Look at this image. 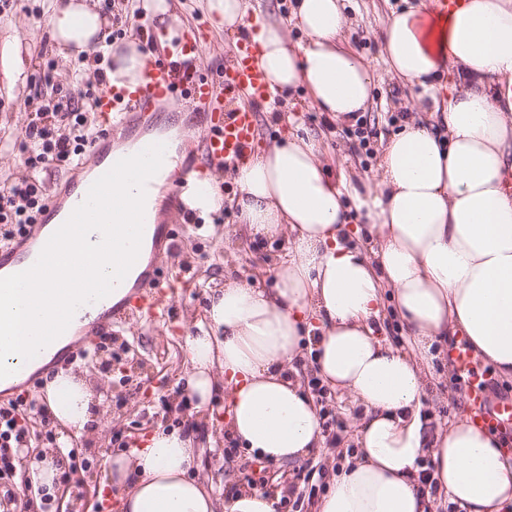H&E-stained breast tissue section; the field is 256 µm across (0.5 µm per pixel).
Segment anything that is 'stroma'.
Masks as SVG:
<instances>
[{
	"instance_id": "obj_1",
	"label": "stroma",
	"mask_w": 512,
	"mask_h": 512,
	"mask_svg": "<svg viewBox=\"0 0 512 512\" xmlns=\"http://www.w3.org/2000/svg\"><path fill=\"white\" fill-rule=\"evenodd\" d=\"M66 0H10L0 10V40L12 35L22 44L25 62L24 85L8 89L0 76V183L27 175L22 148L25 130L36 111L56 94L57 88H91L95 85L94 61H74L61 55L47 27L52 4ZM179 31L190 26L208 25L209 39L196 65L203 72L216 74L231 50L242 41V34L231 35L209 26L206 0H168ZM419 0H344L350 22L348 46L369 60L375 76L373 102L361 122H337L328 113L309 106L304 92L295 91L289 101L276 106L261 105L258 112L257 146L276 139L282 127L277 116L293 113L311 136L321 144L323 157L337 181L364 191L372 177L382 146L398 132L419 106L408 87L392 78L381 55L380 31L391 12L418 4ZM126 0H115L105 18L111 30L125 29L126 41L136 43L139 52L156 47L164 54L172 49L149 17H141L140 29L125 28ZM51 81H44V72ZM364 137H357V130ZM171 227L167 246L155 254L153 264L161 268L167 282L159 296L156 314L137 312L112 320L107 340L90 335L87 341L68 347L72 361L66 369L87 373L95 391L105 394V413L98 424L73 436L71 446L82 464L59 484L54 500L44 512H98L102 497L118 498L117 488L102 489L106 461L120 449L138 445L157 426L191 431L201 449L193 469L205 486L214 487L219 497H227L237 486L265 489L281 485L285 503L281 512H313V499L322 498L331 478L343 466L338 449L354 445L355 423L359 416L351 397L333 392L326 402L341 431L339 447L324 446L315 458L293 466H279L238 450L235 442L220 431L226 410L223 399L212 402L205 413L194 414L186 401L180 378L187 363L185 339L195 333L208 306L209 295L223 287L226 277L243 278L270 288L272 270L284 255L285 239H251L238 223L233 206L200 214L187 208L165 216ZM50 362L33 372L23 383L24 393L43 397L47 385L62 369ZM451 365L438 363L432 369L429 394L423 412L428 431L447 428L449 422L466 413V400L458 398ZM323 472H315V463Z\"/></svg>"
}]
</instances>
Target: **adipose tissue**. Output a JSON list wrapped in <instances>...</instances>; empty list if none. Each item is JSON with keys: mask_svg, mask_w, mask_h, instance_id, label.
Here are the masks:
<instances>
[{"mask_svg": "<svg viewBox=\"0 0 512 512\" xmlns=\"http://www.w3.org/2000/svg\"><path fill=\"white\" fill-rule=\"evenodd\" d=\"M213 26L248 28L253 60L271 97L303 89L311 107L338 121L365 111L373 73L346 45L342 0H295L288 23L249 27L250 0H208ZM304 35L290 44L287 24ZM61 54L79 56L105 40V21L87 0H68L47 22ZM388 72L432 107L384 146L358 207L367 246L350 238L344 184L320 159L314 138L290 131L235 165L239 222L253 238L287 236L272 288L228 278L209 298L204 322L185 340L184 392L196 409L223 392L228 434L248 454L294 464L321 447L319 408L299 373L314 342L326 385L360 407L358 449L336 474L316 512H431L435 495L463 512H512V457L495 434L462 416L428 433L422 413L444 344L466 337L475 356L512 380V0H434L392 13L381 36ZM109 85L143 79L136 44L114 51ZM167 173L140 195L117 185L128 211L158 214ZM16 285L9 337L16 385L66 343L46 337L23 267L0 271ZM410 331L402 350L377 336L384 297ZM223 380H216L215 368ZM54 418L82 433L99 400L85 379L59 374L46 388ZM192 433L157 427L145 444L109 461L107 485L121 512H278L281 490L238 487L221 500L195 479ZM431 459L436 492L420 464Z\"/></svg>", "mask_w": 512, "mask_h": 512, "instance_id": "ef3b65f1", "label": "adipose tissue"}]
</instances>
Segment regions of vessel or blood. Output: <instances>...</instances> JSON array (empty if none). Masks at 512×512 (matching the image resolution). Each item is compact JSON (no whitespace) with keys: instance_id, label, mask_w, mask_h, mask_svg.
<instances>
[{"instance_id":"b4317fda","label":"vessel or blood","mask_w":512,"mask_h":512,"mask_svg":"<svg viewBox=\"0 0 512 512\" xmlns=\"http://www.w3.org/2000/svg\"><path fill=\"white\" fill-rule=\"evenodd\" d=\"M203 51L204 44L196 33H188L180 45L179 59L157 52L145 55L144 79L134 90L103 89L97 99V110L106 114L107 119L90 149L99 170L95 181L83 186L81 193L73 197L65 214L63 242L42 245L44 227L37 224L26 235L0 249V267L23 262L33 283L54 285L63 305L48 306L45 322L48 335L65 334L71 310L112 296L114 284L110 280L81 277L65 280L61 273L77 263L89 268L95 265L89 235L122 211L112 194L113 186L123 183L142 192L158 172L166 170L175 192L180 193L193 178V167L170 165L164 145L155 139L143 141L137 154L122 165H106L104 159L113 139L123 135L128 122L136 117L149 119L157 107L179 98L200 122L206 162L221 164L252 152L257 130L256 107L266 98L270 80L254 65L250 43H239L228 64L214 77L194 65ZM161 286L159 271L144 269L120 303V311L127 314L153 306L154 293ZM453 361L457 373L467 380V399L473 419L490 429L512 430V398L489 403L491 378L477 364L466 340L456 342Z\"/></svg>"}]
</instances>
